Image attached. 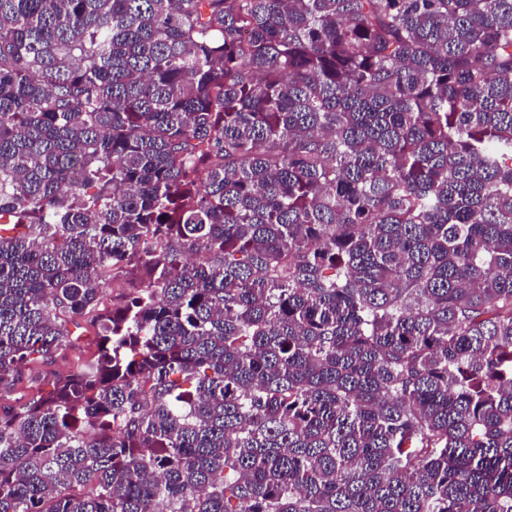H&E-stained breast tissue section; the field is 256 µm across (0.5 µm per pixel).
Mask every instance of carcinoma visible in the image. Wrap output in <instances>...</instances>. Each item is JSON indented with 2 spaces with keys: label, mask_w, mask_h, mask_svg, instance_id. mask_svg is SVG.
Masks as SVG:
<instances>
[{
  "label": "carcinoma",
  "mask_w": 512,
  "mask_h": 512,
  "mask_svg": "<svg viewBox=\"0 0 512 512\" xmlns=\"http://www.w3.org/2000/svg\"><path fill=\"white\" fill-rule=\"evenodd\" d=\"M85 316L0 512H512V0H0V393Z\"/></svg>",
  "instance_id": "1"
}]
</instances>
